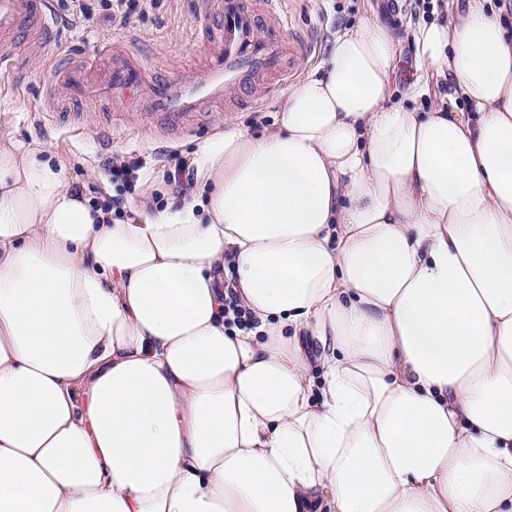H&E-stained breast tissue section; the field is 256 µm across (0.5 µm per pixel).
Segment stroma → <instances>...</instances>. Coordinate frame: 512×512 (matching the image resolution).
<instances>
[{"instance_id":"1","label":"stroma","mask_w":512,"mask_h":512,"mask_svg":"<svg viewBox=\"0 0 512 512\" xmlns=\"http://www.w3.org/2000/svg\"><path fill=\"white\" fill-rule=\"evenodd\" d=\"M464 5L465 0H438L433 13L428 14L416 0H288L293 31L311 45L308 57L297 60L295 68L301 76L310 72L325 58L339 31L375 16L402 41L391 103L410 102L419 111H428V99L412 102L406 95L415 67L412 34L433 16H445ZM195 8V0H148L143 14L135 16L133 25L125 29L112 27L95 12L71 23L39 51L21 53L16 69L0 76V132L18 141L43 145L64 163L70 186L103 196L122 192L120 184L103 169L112 158L136 159L143 168L158 170L166 151L174 149L179 156H187L227 119L260 134L272 126L287 89L257 103L245 102L238 90L230 89L224 95L223 108L189 133L180 135L134 121L128 132L117 133L111 148L105 149L100 145V131L107 121V105L95 99H61L47 85V70L61 58L72 53L92 55L102 43L123 48L148 66L162 68L171 79L201 71L206 46L194 32Z\"/></svg>"}]
</instances>
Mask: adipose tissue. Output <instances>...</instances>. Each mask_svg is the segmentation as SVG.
<instances>
[{
	"mask_svg": "<svg viewBox=\"0 0 512 512\" xmlns=\"http://www.w3.org/2000/svg\"><path fill=\"white\" fill-rule=\"evenodd\" d=\"M335 36L181 205L0 135V512H512V26ZM232 281L255 320L227 325Z\"/></svg>",
	"mask_w": 512,
	"mask_h": 512,
	"instance_id": "adipose-tissue-1",
	"label": "adipose tissue"
}]
</instances>
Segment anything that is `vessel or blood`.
Masks as SVG:
<instances>
[{
	"mask_svg": "<svg viewBox=\"0 0 512 512\" xmlns=\"http://www.w3.org/2000/svg\"><path fill=\"white\" fill-rule=\"evenodd\" d=\"M195 30L210 49L200 74L179 82L147 74L125 50L103 45L94 58L72 69L50 70L64 96L105 98L129 107L143 121L160 120L171 130L186 129L194 118L221 105L226 86L251 89L265 99L275 83L295 74L286 59L307 56L310 47L288 29L283 0H199ZM54 0H0V71L12 68L13 46H41L60 25Z\"/></svg>",
	"mask_w": 512,
	"mask_h": 512,
	"instance_id": "obj_1",
	"label": "vessel or blood"
}]
</instances>
